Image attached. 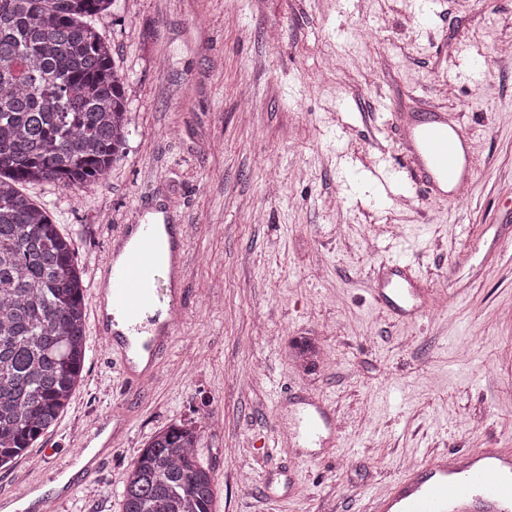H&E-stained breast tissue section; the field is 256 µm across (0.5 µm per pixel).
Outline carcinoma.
I'll list each match as a JSON object with an SVG mask.
<instances>
[{"label": "carcinoma", "instance_id": "1", "mask_svg": "<svg viewBox=\"0 0 512 512\" xmlns=\"http://www.w3.org/2000/svg\"><path fill=\"white\" fill-rule=\"evenodd\" d=\"M115 0H0V468L69 406L87 357L74 241L26 184L77 189L106 178L130 128L125 79L88 23ZM318 341L292 342L309 373ZM200 431L155 434L123 478L122 512H213Z\"/></svg>", "mask_w": 512, "mask_h": 512}]
</instances>
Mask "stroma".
<instances>
[{"mask_svg":"<svg viewBox=\"0 0 512 512\" xmlns=\"http://www.w3.org/2000/svg\"><path fill=\"white\" fill-rule=\"evenodd\" d=\"M94 24L134 117L123 156L100 183L25 191L83 271L122 225H187L182 311L140 389L89 346L56 426L0 469V506L107 422L92 483L53 512H121L129 465L177 423L201 432L214 512H367L406 462L512 448V60L494 58L512 0H436L426 22L410 0H115ZM472 58L477 82L461 77ZM427 100L478 144L457 201L384 172L401 115ZM399 258L434 299L411 323L370 292ZM300 336L327 352L310 374ZM305 393L344 431L299 457L274 442ZM318 341L315 338H304L292 342L293 360L297 362L305 373H310L320 362L321 356L317 354ZM312 352V355L309 353Z\"/></svg>","mask_w":512,"mask_h":512,"instance_id":"obj_1","label":"stroma"}]
</instances>
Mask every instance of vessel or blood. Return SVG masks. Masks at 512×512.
I'll return each instance as SVG.
<instances>
[{
	"mask_svg": "<svg viewBox=\"0 0 512 512\" xmlns=\"http://www.w3.org/2000/svg\"><path fill=\"white\" fill-rule=\"evenodd\" d=\"M401 170L413 184L437 197H459L472 176L475 144L460 120L434 104L403 121ZM179 240L163 254L154 224H127L115 235L106 261L96 262L90 274L92 305L111 303L125 321L118 331L95 320L99 342L115 356L128 385H139L152 375L157 354L171 336L150 334L148 311L165 297V280L185 275L187 228L179 226ZM375 301L400 318L415 320L421 309L422 290L404 261L380 265L371 279ZM144 335L145 365L126 354L128 334ZM340 424L324 402H305L298 434L303 444L338 438ZM370 512H512V450L498 448L477 454H444L427 468L407 467L383 494L373 498Z\"/></svg>",
	"mask_w": 512,
	"mask_h": 512,
	"instance_id": "obj_1",
	"label": "vessel or blood"
}]
</instances>
